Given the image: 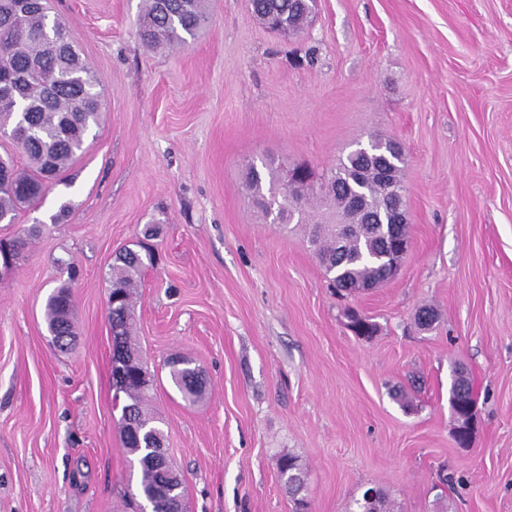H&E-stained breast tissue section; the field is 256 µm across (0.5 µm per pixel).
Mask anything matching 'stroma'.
Listing matches in <instances>:
<instances>
[{"mask_svg": "<svg viewBox=\"0 0 512 512\" xmlns=\"http://www.w3.org/2000/svg\"><path fill=\"white\" fill-rule=\"evenodd\" d=\"M141 5L51 0L101 77L103 120L67 181L0 224V239L43 227L0 282V512H133L107 297L139 240L156 262L134 340L187 512H353L372 487L398 512H512V0H317L290 37L251 0H205L197 36L158 49ZM374 137L404 151L409 250L395 278L341 299L303 227L270 223L243 184L252 164L278 186L299 165L321 178ZM61 200L68 216L46 221ZM66 282L62 351L44 309ZM349 307L376 335L349 329ZM175 356L202 371L200 400L173 384ZM451 399L460 407L474 405L473 393L470 382L465 373L456 371L451 383ZM454 428L453 436L458 446L469 447L475 433L474 406H468L463 411L455 408L452 411ZM280 474L288 493L297 495L302 490L304 479L295 457L289 455L282 459Z\"/></svg>", "mask_w": 512, "mask_h": 512, "instance_id": "1", "label": "stroma"}]
</instances>
